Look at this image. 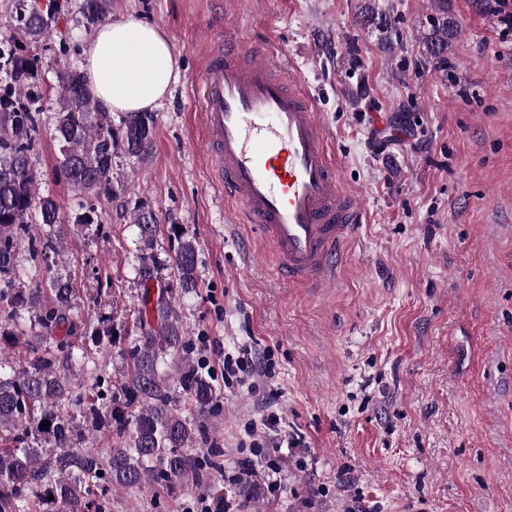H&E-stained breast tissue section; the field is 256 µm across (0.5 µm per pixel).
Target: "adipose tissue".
Wrapping results in <instances>:
<instances>
[{"mask_svg": "<svg viewBox=\"0 0 512 512\" xmlns=\"http://www.w3.org/2000/svg\"><path fill=\"white\" fill-rule=\"evenodd\" d=\"M83 57L89 90L112 113L151 110L182 77L161 28L134 16L98 26Z\"/></svg>", "mask_w": 512, "mask_h": 512, "instance_id": "adipose-tissue-1", "label": "adipose tissue"}]
</instances>
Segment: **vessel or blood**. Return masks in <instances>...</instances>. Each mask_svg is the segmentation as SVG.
<instances>
[{
	"mask_svg": "<svg viewBox=\"0 0 512 512\" xmlns=\"http://www.w3.org/2000/svg\"><path fill=\"white\" fill-rule=\"evenodd\" d=\"M232 30L210 40L197 88L205 149L240 222L257 225L289 283L335 285L363 209L341 180L303 77Z\"/></svg>",
	"mask_w": 512,
	"mask_h": 512,
	"instance_id": "obj_1",
	"label": "vessel or blood"
}]
</instances>
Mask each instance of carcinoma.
Segmentation results:
<instances>
[{"instance_id":"1","label":"carcinoma","mask_w":512,"mask_h":512,"mask_svg":"<svg viewBox=\"0 0 512 512\" xmlns=\"http://www.w3.org/2000/svg\"><path fill=\"white\" fill-rule=\"evenodd\" d=\"M111 0H81V25L105 23ZM426 53L445 66L458 30L448 0H430ZM65 5L60 0H17L9 36L0 39V512H111L112 491L152 490L148 512H168L180 489L204 485L224 471L223 451L208 443L206 417L220 393L194 357L182 320L181 300L197 292L198 260L181 242L176 283L151 291L157 266L142 258L143 286L138 334L119 386L100 372L86 342L110 351L125 339L111 319L87 332L78 317L80 298L72 282L54 273L63 240L72 229L103 228L96 202L112 194V160L144 157L152 146L156 116L124 112L119 124L88 90L76 67L60 70L56 87L43 91L36 68L46 40ZM45 96L55 99L56 169L72 189L78 213L65 223L62 204L37 190L31 152L39 135ZM142 242L159 230L144 206L132 212ZM29 241L30 267L16 262L19 238ZM36 332L25 335L23 327ZM93 380L88 390L73 379ZM80 412L113 430L119 445L108 452L86 446ZM48 420V428L40 429Z\"/></svg>"}]
</instances>
